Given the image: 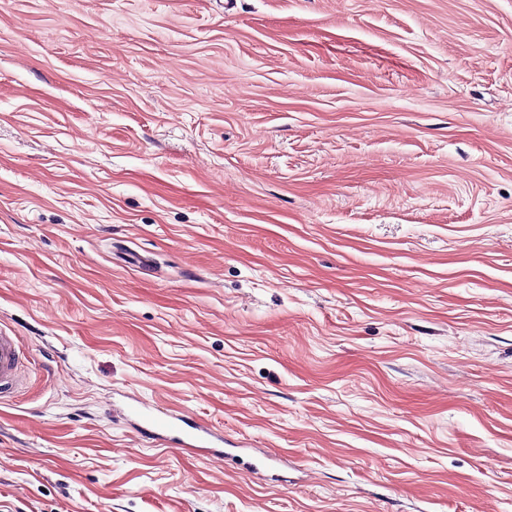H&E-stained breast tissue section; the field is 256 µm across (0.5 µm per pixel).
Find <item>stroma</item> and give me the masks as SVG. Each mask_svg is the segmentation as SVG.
I'll use <instances>...</instances> for the list:
<instances>
[{"label": "stroma", "instance_id": "35a3bbf8", "mask_svg": "<svg viewBox=\"0 0 512 512\" xmlns=\"http://www.w3.org/2000/svg\"><path fill=\"white\" fill-rule=\"evenodd\" d=\"M0 330V512H512V0H0ZM19 344L15 336L0 331V387L16 390L20 386ZM170 417L185 423L182 417ZM133 421L140 428H152V432L169 448H211L213 454H224V450L216 448L218 446L212 440L213 437L224 442V437L216 436L211 428L202 422L185 423L190 430L183 432L182 435H174L173 433L178 431L177 424L171 420H165L163 417L140 413L138 420Z\"/></svg>", "mask_w": 512, "mask_h": 512}]
</instances>
